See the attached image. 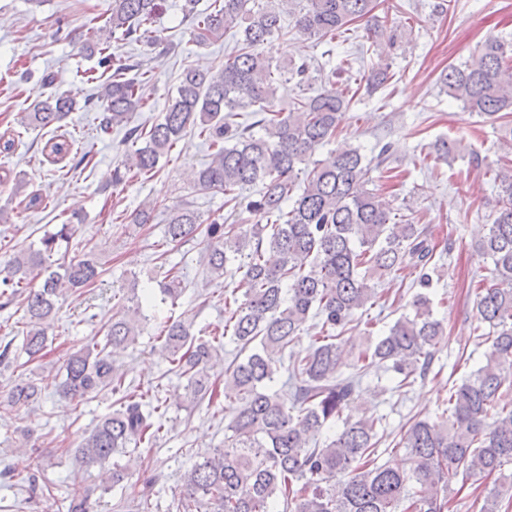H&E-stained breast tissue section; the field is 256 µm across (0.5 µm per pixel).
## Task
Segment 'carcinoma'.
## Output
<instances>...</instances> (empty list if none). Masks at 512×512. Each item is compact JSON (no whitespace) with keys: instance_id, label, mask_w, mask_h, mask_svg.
Instances as JSON below:
<instances>
[{"instance_id":"cac0c4a2","label":"carcinoma","mask_w":512,"mask_h":512,"mask_svg":"<svg viewBox=\"0 0 512 512\" xmlns=\"http://www.w3.org/2000/svg\"><path fill=\"white\" fill-rule=\"evenodd\" d=\"M165 0H112L108 27L81 42L103 53L115 34L131 42L155 45L161 36L149 25ZM198 0H184L191 20L189 35L206 46L234 30L237 48L224 56L218 77L193 68L181 74L160 122L146 129L131 127L127 139L143 146L125 155L114 171L115 184L127 174L149 175L189 128H198L211 147L210 161L195 173L194 188L222 192L226 202L238 192L260 187L246 207L253 223L226 224L224 218H203L193 202L169 209L165 234L171 243L205 238L202 264L211 280L228 268L241 273L242 297L224 298V326L206 336L193 324L176 319L159 330L172 373L185 380L193 403L214 402L221 393L235 394L236 406L224 447L198 457L181 476L176 512H449L452 483L458 477H489L512 463V159L504 156L492 170L498 189L497 216L480 236L477 252L493 263L491 281L479 287L477 308L488 349L485 364L452 385L448 407L434 418H414L398 442L405 465L378 463L382 419L352 420L345 411L356 399L364 377L389 372L380 392H396L424 376L445 337L435 314L429 273L436 245L413 218L393 215L378 188H368L369 165L361 148L345 143L324 160L314 156L336 138L350 99L322 88L296 99L288 111L275 109L281 87L309 81L311 63L275 66L260 48L274 36L288 35L285 16L295 18L296 31L309 38L335 39L365 22L369 38L387 37L391 47L403 27L390 29L374 20L379 0H213L205 11ZM512 60V42L489 37L471 59L443 70L441 90L499 123L502 140L512 147V84L503 82L502 67ZM141 64H124L106 80L99 95L102 132L129 123L145 105L140 79L126 72ZM375 90L392 78L389 65L363 73ZM66 96L49 95L20 113L27 128L47 130L41 152L62 161L74 141L61 122L74 110ZM263 113L247 126L233 123L238 112ZM460 144L441 138L429 147L438 161L460 154ZM156 205L144 203L128 216L125 230L155 220ZM71 220L44 232L38 243L14 251L0 269V308L17 302L23 308L22 339L0 346V365L33 362L43 356L58 302L73 289L95 285L103 274L92 252L71 255L80 224ZM41 287L26 291L32 276ZM416 276L409 302L411 313L400 317L353 357V372H342L348 340L344 333L356 311L381 298L382 283ZM182 279L168 275L159 284L161 300H176ZM131 300L102 326V341L65 355L54 377L14 382L4 402L16 413L27 412L52 389L76 404L91 395L115 396L119 408L102 417L75 449V460L97 467L103 483L124 488L127 468L114 460L131 444H152L162 432L161 398L126 382L112 365L107 349L136 344L141 330L142 300L132 278ZM318 320L309 347L294 345L310 319ZM237 353L224 371V381L209 377L212 359L224 350V339ZM288 376L277 378L283 358ZM36 466L26 489L28 499H52L39 485ZM480 512H509L512 483L494 486ZM65 512H91L90 492L72 487L59 502Z\"/></svg>"}]
</instances>
